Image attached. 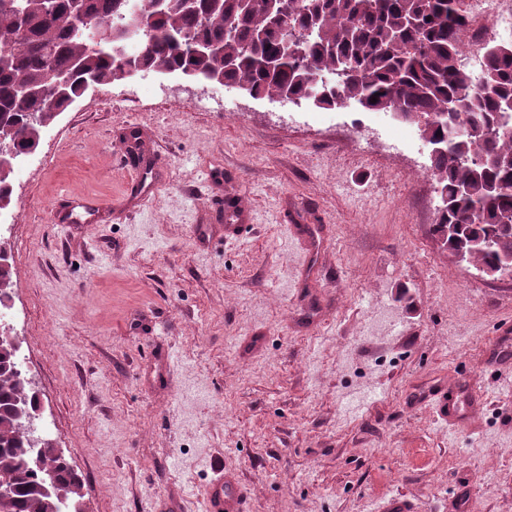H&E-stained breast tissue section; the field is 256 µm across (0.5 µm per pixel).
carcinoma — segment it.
Here are the masks:
<instances>
[{"label":"carcinoma","instance_id":"carcinoma-1","mask_svg":"<svg viewBox=\"0 0 512 512\" xmlns=\"http://www.w3.org/2000/svg\"><path fill=\"white\" fill-rule=\"evenodd\" d=\"M147 0H0V31L22 23L25 36L0 43V152L8 160L37 149L43 128L69 106L84 82L99 85L145 73H191L258 97L305 99L317 109L354 103L365 111L401 112L431 144V176L440 190L436 231L450 254L492 269L512 252V44L493 46L480 77L458 64L468 25L459 0H166L138 49L127 50L122 25ZM80 5L88 27L73 25ZM112 39L93 48L95 23ZM311 31L301 53H284L283 23ZM68 73L51 103L18 89H39L47 66ZM377 102H372V97ZM494 163L474 167V154ZM11 265L0 264V307L12 298ZM18 349L0 342V483L11 488L0 512H61L50 481L71 496L82 485L54 444L37 435L38 398L22 373ZM39 458L43 467L33 463Z\"/></svg>","mask_w":512,"mask_h":512}]
</instances>
